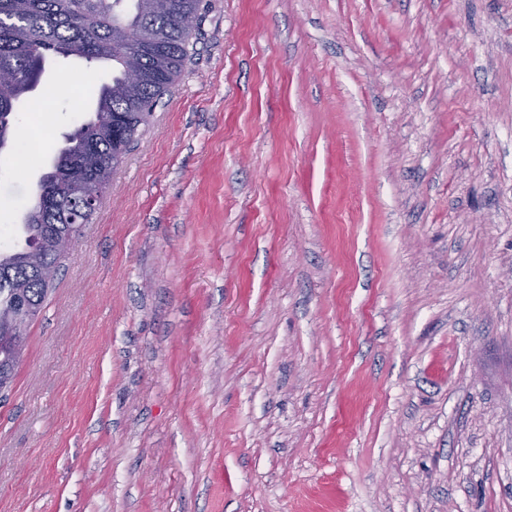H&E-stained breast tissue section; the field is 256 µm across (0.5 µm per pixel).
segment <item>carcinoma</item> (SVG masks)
<instances>
[{"label": "carcinoma", "instance_id": "cac0c4a2", "mask_svg": "<svg viewBox=\"0 0 512 512\" xmlns=\"http://www.w3.org/2000/svg\"><path fill=\"white\" fill-rule=\"evenodd\" d=\"M201 0H0V70L14 81L0 85V149L9 141L15 102L33 91L46 53L112 62V78L101 85L97 112L69 134L24 216L21 247L0 249V372L14 377L19 356L13 326L34 321L50 285L42 267L59 268L60 235H80L95 210L86 202L112 182L122 157L137 140L154 105L175 85L185 66ZM134 61L141 79L130 83L125 66Z\"/></svg>", "mask_w": 512, "mask_h": 512}]
</instances>
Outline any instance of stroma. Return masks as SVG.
<instances>
[{
  "instance_id": "stroma-1",
  "label": "stroma",
  "mask_w": 512,
  "mask_h": 512,
  "mask_svg": "<svg viewBox=\"0 0 512 512\" xmlns=\"http://www.w3.org/2000/svg\"><path fill=\"white\" fill-rule=\"evenodd\" d=\"M0 392V512H512V0H202ZM110 66L50 57L0 246Z\"/></svg>"
}]
</instances>
